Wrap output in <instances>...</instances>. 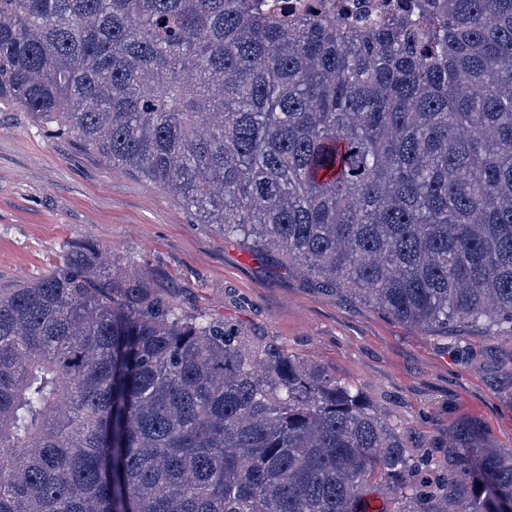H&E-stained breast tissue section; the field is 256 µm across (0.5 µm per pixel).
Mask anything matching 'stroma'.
<instances>
[{
    "instance_id": "1",
    "label": "stroma",
    "mask_w": 512,
    "mask_h": 512,
    "mask_svg": "<svg viewBox=\"0 0 512 512\" xmlns=\"http://www.w3.org/2000/svg\"><path fill=\"white\" fill-rule=\"evenodd\" d=\"M81 242L142 270L177 308L355 385L439 472L449 433L464 423L512 449V338L470 323L411 329L281 255L223 238L166 191L0 105V289L45 275Z\"/></svg>"
}]
</instances>
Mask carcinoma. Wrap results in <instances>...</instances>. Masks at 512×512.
I'll list each match as a JSON object with an SVG mask.
<instances>
[{
  "label": "carcinoma",
  "instance_id": "cac0c4a2",
  "mask_svg": "<svg viewBox=\"0 0 512 512\" xmlns=\"http://www.w3.org/2000/svg\"><path fill=\"white\" fill-rule=\"evenodd\" d=\"M0 103L410 328L512 337V0H0ZM0 448V512H512L478 428L443 479L358 389L90 244L0 289Z\"/></svg>",
  "mask_w": 512,
  "mask_h": 512
}]
</instances>
